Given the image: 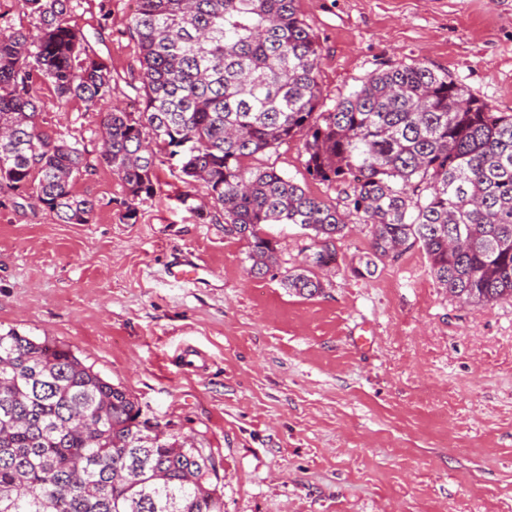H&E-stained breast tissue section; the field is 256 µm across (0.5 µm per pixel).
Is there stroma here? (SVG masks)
Returning <instances> with one entry per match:
<instances>
[{
  "mask_svg": "<svg viewBox=\"0 0 512 512\" xmlns=\"http://www.w3.org/2000/svg\"><path fill=\"white\" fill-rule=\"evenodd\" d=\"M320 46L325 107L373 73L422 63L512 113V0H298ZM109 19H102V9ZM131 0H71L70 25L112 66V101L142 107ZM41 131L100 149V118L36 83ZM304 141L245 160L341 204V186L307 172ZM164 158L156 194L123 217L124 190L100 165L74 182L99 201L87 224H62L0 192V328L69 345L139 402L164 433L213 452L224 512H512V301L453 299L417 246L352 268L370 227L349 221L321 294L289 293L282 272L314 241L268 224L281 272L248 275V240L202 185ZM191 257L207 283L174 281ZM370 347L355 343L359 334ZM202 360L185 366L182 353Z\"/></svg>",
  "mask_w": 512,
  "mask_h": 512,
  "instance_id": "35a3bbf8",
  "label": "stroma"
}]
</instances>
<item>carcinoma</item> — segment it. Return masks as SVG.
Masks as SVG:
<instances>
[{"label":"carcinoma","instance_id":"cac0c4a2","mask_svg":"<svg viewBox=\"0 0 512 512\" xmlns=\"http://www.w3.org/2000/svg\"><path fill=\"white\" fill-rule=\"evenodd\" d=\"M70 0H22L38 34L0 31V188L30 195L62 224L98 207L74 181L95 164L79 143L38 125L34 78L98 111L102 150L125 191L126 220L156 193L158 152L183 156L224 223L250 240L249 273L278 266L265 224L311 232L331 263L348 214L274 169L241 161L296 136L315 180L344 186L349 214L371 225L353 272L419 245L448 296L476 305L512 300V114L494 111L448 75L397 64L321 110L320 47L298 0H136L144 107L112 99V66L67 20ZM283 285L320 294L315 265ZM0 512H224L214 457L174 435L149 439L138 403L69 346L0 331Z\"/></svg>","mask_w":512,"mask_h":512}]
</instances>
